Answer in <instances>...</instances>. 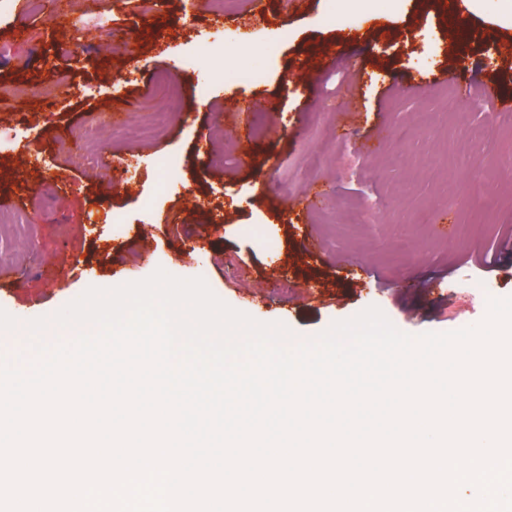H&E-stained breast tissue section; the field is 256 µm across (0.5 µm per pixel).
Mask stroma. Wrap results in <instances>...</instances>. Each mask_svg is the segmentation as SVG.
Returning a JSON list of instances; mask_svg holds the SVG:
<instances>
[{
	"instance_id": "35a3bbf8",
	"label": "stroma",
	"mask_w": 512,
	"mask_h": 512,
	"mask_svg": "<svg viewBox=\"0 0 512 512\" xmlns=\"http://www.w3.org/2000/svg\"><path fill=\"white\" fill-rule=\"evenodd\" d=\"M52 8L0 22L1 310L48 316L159 268L302 338L372 305L413 336L475 325L471 277L512 296V110L474 90L512 95V40L457 44L440 0H373L346 27L329 0H265L248 30L242 0H68L59 25ZM204 38L265 81L183 68ZM161 72L189 107L155 130ZM79 125L96 139L56 138Z\"/></svg>"
}]
</instances>
